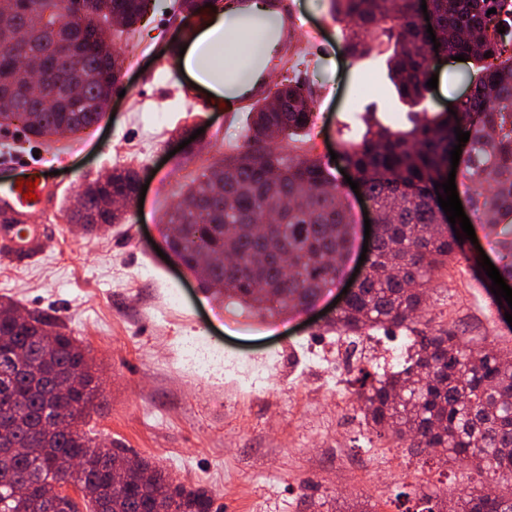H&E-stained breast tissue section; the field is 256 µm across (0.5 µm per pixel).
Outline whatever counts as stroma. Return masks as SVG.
<instances>
[{
	"label": "stroma",
	"mask_w": 512,
	"mask_h": 512,
	"mask_svg": "<svg viewBox=\"0 0 512 512\" xmlns=\"http://www.w3.org/2000/svg\"><path fill=\"white\" fill-rule=\"evenodd\" d=\"M329 4L292 0L301 44L322 62L315 71L274 70L272 80L292 75L319 85L312 136L336 176L344 164L331 152L339 147L341 125L362 130L363 113L393 128L409 122L386 56H346ZM202 21L172 5L149 14L134 37L115 38L126 93L112 97L109 117L62 137L23 134L0 141V153L36 158L43 174L63 186L43 258L25 266L0 262V296L27 309H54L85 347L102 380V405L88 419L98 439L129 448L185 483H203L216 512H306L305 495L358 498L378 512H407L420 481L452 490L477 483L470 465L393 447L357 422L337 427L336 403L317 361L336 353V337L325 332L321 312L336 311L342 284L307 307L273 317L235 315L176 255L160 257L170 233L168 212L186 185L239 140L246 122L245 113L221 108L176 66L185 34ZM468 68L460 61L438 69V86L423 101L428 112L447 109L466 92ZM199 102L207 111H196ZM122 168L137 170L147 186L142 211L133 212L130 223L91 234L70 224L67 211L77 193ZM474 230L463 257L434 278L429 315L459 324L472 347L512 348L505 306L489 277L474 278L469 268L470 260L484 255L501 265V256L482 225ZM249 359L268 362L273 381L266 393L241 395L234 414L224 397L236 388L240 362ZM293 398L307 403L308 412L289 417ZM338 445L352 458L376 448L374 472L337 476L325 451Z\"/></svg>",
	"instance_id": "35a3bbf8"
}]
</instances>
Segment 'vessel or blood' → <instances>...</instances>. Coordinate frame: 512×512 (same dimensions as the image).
<instances>
[{
	"label": "vessel or blood",
	"mask_w": 512,
	"mask_h": 512,
	"mask_svg": "<svg viewBox=\"0 0 512 512\" xmlns=\"http://www.w3.org/2000/svg\"><path fill=\"white\" fill-rule=\"evenodd\" d=\"M36 200L24 199L16 187L17 180L0 181V259L25 264L41 254V244L48 225L31 221L33 213L51 214L59 189L48 179L37 180Z\"/></svg>",
	"instance_id": "vessel-or-blood-1"
}]
</instances>
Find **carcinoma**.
<instances>
[{
	"mask_svg": "<svg viewBox=\"0 0 512 512\" xmlns=\"http://www.w3.org/2000/svg\"><path fill=\"white\" fill-rule=\"evenodd\" d=\"M94 21L135 25L160 0H71ZM429 20L416 0H331L353 58L392 50L388 58L400 98L410 106L424 99L438 69L429 57L425 30L433 22L438 51L478 63L468 76L471 94L453 112H410L411 128L392 129L362 118L365 131L341 139L340 157L351 169L380 217L363 277L327 322L338 336H371L399 330L408 338L404 362L390 368H358L348 394L366 430L411 452L432 448L441 460L474 464L497 480L494 496L484 483L456 493L421 485L415 512H512V349L478 351L464 332L424 318L435 275L462 254V242L440 207L449 151L458 144L454 128L470 132L468 151L457 166L471 183L476 220L495 236L503 252L500 274L512 278V0H431ZM57 0H0V27L22 29L27 50L17 55L0 40V123L21 120L35 137L75 133L94 124L119 80L123 58L88 49L80 25L56 31L44 14ZM496 13L487 14L490 9ZM505 32H499V29ZM65 42L70 52L60 54ZM294 65L318 67V55L288 39ZM49 88L77 84L79 97L59 98L53 111L25 95L31 62ZM261 55H240L234 70L259 84ZM312 85L290 79L248 109L243 143L187 185L169 223L170 248L207 290L224 293L245 310L274 315L303 304L334 284L342 271L349 224L340 185L331 177L305 130L313 122ZM291 145L275 146L274 133ZM419 173H414V170ZM139 174L129 168L86 192L75 215L88 231L122 224L128 217L102 206L104 199L135 200ZM236 264L224 266V255ZM16 303L0 299V512H79L67 494L50 497L47 487H86L92 512H213L212 492L186 484L149 460L118 445H106L82 429L102 396L99 378L81 342L50 309L27 312L25 324L10 318ZM25 345L33 368L8 360L6 350ZM79 374L81 391L64 392L58 381ZM71 419L59 431L45 424L53 414ZM10 448H37V455ZM83 448L97 453L92 468L61 470L60 455ZM127 479L112 483V468Z\"/></svg>",
	"mask_w": 512,
	"mask_h": 512,
	"instance_id": "1",
	"label": "carcinoma"
}]
</instances>
